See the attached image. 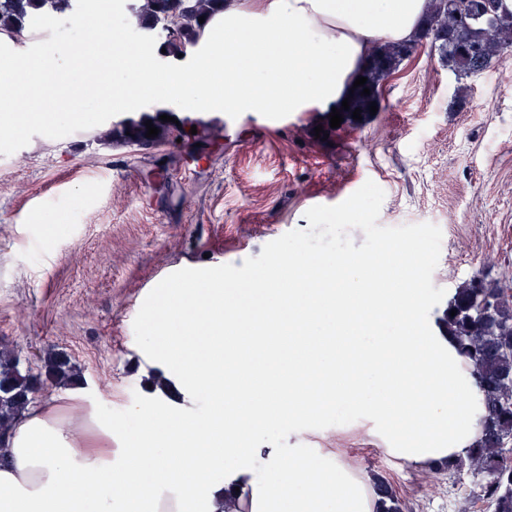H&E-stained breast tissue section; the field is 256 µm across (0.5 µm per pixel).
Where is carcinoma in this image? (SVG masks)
Listing matches in <instances>:
<instances>
[{
	"label": "carcinoma",
	"mask_w": 512,
	"mask_h": 512,
	"mask_svg": "<svg viewBox=\"0 0 512 512\" xmlns=\"http://www.w3.org/2000/svg\"><path fill=\"white\" fill-rule=\"evenodd\" d=\"M225 0H129L128 10L140 29L153 35L163 57L180 60L179 54L198 45L204 24L224 11ZM482 0H432L430 16L420 34L407 44H380L372 52L363 73L364 86L357 87L349 100V111H369L378 101V88L390 73L425 39L438 51L440 59L460 77L484 74L512 54V14L490 17L476 9ZM75 0H0V33L15 43L24 42L28 31L45 14H64ZM444 38H431L432 30ZM370 94H362L363 88ZM164 111L143 113L137 120L113 124L112 135L125 145L160 143L177 133L178 127L159 119ZM158 128V135L147 138L146 121ZM444 324L459 352L473 367L484 405L479 442L466 463L477 479L476 498L493 512H512V457L506 447L512 441V283L488 281L477 274L462 281L448 303ZM48 376L56 385L70 384L74 373L59 360L47 365ZM41 376L21 372L19 358H0V435L34 402L41 390ZM463 461L448 464L461 466ZM376 489L384 512H401L397 496L381 478Z\"/></svg>",
	"instance_id": "obj_1"
}]
</instances>
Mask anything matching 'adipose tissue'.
Segmentation results:
<instances>
[{
	"label": "adipose tissue",
	"mask_w": 512,
	"mask_h": 512,
	"mask_svg": "<svg viewBox=\"0 0 512 512\" xmlns=\"http://www.w3.org/2000/svg\"><path fill=\"white\" fill-rule=\"evenodd\" d=\"M429 0H229L204 28L188 68L160 73L148 48L85 65L32 43L28 82L71 73L85 96L112 88L134 115L129 84L156 91L179 119L207 112H321L341 106L379 41L414 37ZM413 247L393 242L372 269L289 252L246 287L223 266L155 291L131 349L169 376L182 399L153 390L121 401L77 386L49 394L16 422L0 453V512H376L372 476L301 444L327 407L348 405L389 455L426 470L468 455L483 405L453 339L430 327ZM268 307L243 319V293ZM288 449L255 448L261 430Z\"/></svg>",
	"instance_id": "ef3b65f1"
}]
</instances>
